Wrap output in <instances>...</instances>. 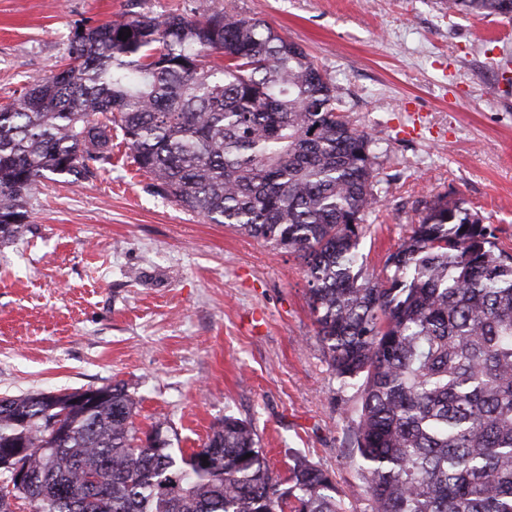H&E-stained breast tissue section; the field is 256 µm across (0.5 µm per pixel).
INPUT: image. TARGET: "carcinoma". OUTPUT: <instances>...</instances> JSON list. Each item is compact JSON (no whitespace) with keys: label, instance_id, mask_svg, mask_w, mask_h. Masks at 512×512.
<instances>
[{"label":"carcinoma","instance_id":"carcinoma-1","mask_svg":"<svg viewBox=\"0 0 512 512\" xmlns=\"http://www.w3.org/2000/svg\"><path fill=\"white\" fill-rule=\"evenodd\" d=\"M448 10L509 17L512 0ZM339 104L299 44L233 10L84 25L68 63L0 105V239L23 233L49 176L106 170L120 130L157 194L304 260L328 365L363 378L354 444L372 512H512V254L438 197L369 271L376 139ZM74 395L0 397V448L26 445L33 479L16 498L31 512H342L329 473L295 455L275 474L244 419L178 455L143 444L125 385L92 411Z\"/></svg>","mask_w":512,"mask_h":512}]
</instances>
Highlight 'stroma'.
I'll return each instance as SVG.
<instances>
[{"instance_id": "obj_1", "label": "stroma", "mask_w": 512, "mask_h": 512, "mask_svg": "<svg viewBox=\"0 0 512 512\" xmlns=\"http://www.w3.org/2000/svg\"><path fill=\"white\" fill-rule=\"evenodd\" d=\"M132 0H0V102L68 56L76 26ZM143 13L229 7L298 43L377 140L379 203L360 250L381 270L425 201H463L512 253V19L443 0H133ZM120 132L112 164L44 180L24 234L0 242V395L118 382L134 418L191 452L224 416L250 421L276 474L289 451L328 472L346 512H371L355 467L361 383L328 366L304 261L155 193Z\"/></svg>"}]
</instances>
